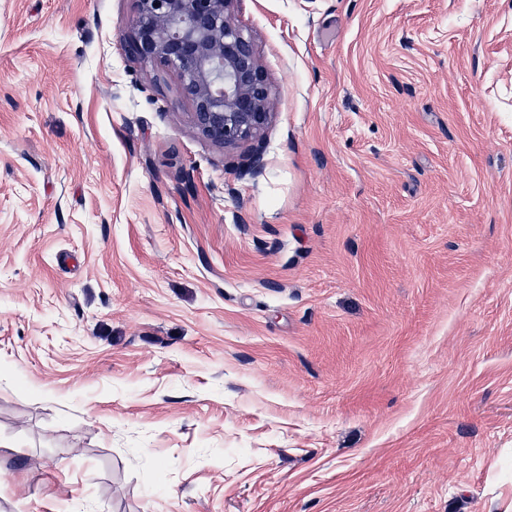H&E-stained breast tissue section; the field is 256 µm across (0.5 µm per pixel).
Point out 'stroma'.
Wrapping results in <instances>:
<instances>
[{"mask_svg": "<svg viewBox=\"0 0 512 512\" xmlns=\"http://www.w3.org/2000/svg\"><path fill=\"white\" fill-rule=\"evenodd\" d=\"M134 9L0 0V512H512V0H240L255 179Z\"/></svg>", "mask_w": 512, "mask_h": 512, "instance_id": "1", "label": "stroma"}]
</instances>
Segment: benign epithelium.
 Wrapping results in <instances>:
<instances>
[{"label":"benign epithelium","mask_w":512,"mask_h":512,"mask_svg":"<svg viewBox=\"0 0 512 512\" xmlns=\"http://www.w3.org/2000/svg\"><path fill=\"white\" fill-rule=\"evenodd\" d=\"M240 0H135L130 55L177 76L190 125L207 140L252 143L246 171L264 170L272 86L251 32L235 19Z\"/></svg>","instance_id":"benign-epithelium-1"}]
</instances>
